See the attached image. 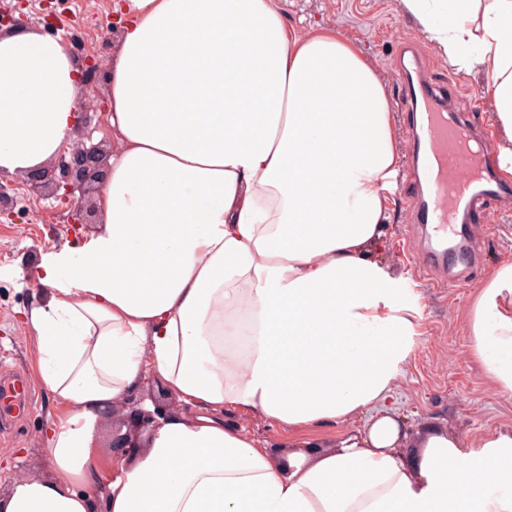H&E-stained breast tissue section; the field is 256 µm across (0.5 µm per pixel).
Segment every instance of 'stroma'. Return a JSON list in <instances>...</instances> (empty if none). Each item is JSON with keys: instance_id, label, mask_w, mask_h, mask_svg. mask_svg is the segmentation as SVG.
Here are the masks:
<instances>
[{"instance_id": "1", "label": "stroma", "mask_w": 512, "mask_h": 512, "mask_svg": "<svg viewBox=\"0 0 512 512\" xmlns=\"http://www.w3.org/2000/svg\"><path fill=\"white\" fill-rule=\"evenodd\" d=\"M114 0H0L27 26L62 39L71 50L88 55H110L116 38ZM286 25L310 33L325 28L355 43L374 65L389 97L400 93L396 72L398 52L409 45L423 55L429 77L451 90L458 111L481 124L494 118V101L485 75L478 70L456 72L417 26L402 0H277ZM15 205L10 215H0V351H8L13 365L38 377L36 341L23 320L34 303L39 286L32 272L41 255L63 245L77 246L94 232V225L74 228L64 206L53 199L30 195L21 175L8 177ZM385 234L375 259L391 276L407 280L405 258L399 253L406 243L413 214L405 190L392 192L387 201ZM486 220L496 228L484 245V263L471 270L462 288H435L422 278L409 298L416 305L417 344L396 382V408L409 431L437 423L461 436L485 432H512V402L492 394L484 371L468 355L466 311L469 300L492 269L512 261V217L489 210ZM56 405L45 386L26 414L13 423V436L0 443V490L21 475H45L51 465L42 438L56 414ZM227 425L242 429L273 458L288 450L292 435L286 428L237 411L224 414Z\"/></svg>"}]
</instances>
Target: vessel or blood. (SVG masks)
<instances>
[{
  "label": "vessel or blood",
  "instance_id": "b4317fda",
  "mask_svg": "<svg viewBox=\"0 0 512 512\" xmlns=\"http://www.w3.org/2000/svg\"><path fill=\"white\" fill-rule=\"evenodd\" d=\"M397 65L413 107L405 182L414 188L416 223L430 226L436 241L428 253L409 255L408 260L416 273H433L436 287H461L467 274L449 273L446 243L459 239L472 263H479V241L492 231L484 216L493 207L512 210V179L501 172L493 134L455 112L446 96L429 84L425 58L415 54ZM6 368L0 357V408L18 415L31 403L34 386Z\"/></svg>",
  "mask_w": 512,
  "mask_h": 512
}]
</instances>
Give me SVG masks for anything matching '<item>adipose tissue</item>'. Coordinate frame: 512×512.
I'll list each match as a JSON object with an SVG mask.
<instances>
[{
    "mask_svg": "<svg viewBox=\"0 0 512 512\" xmlns=\"http://www.w3.org/2000/svg\"><path fill=\"white\" fill-rule=\"evenodd\" d=\"M460 71L488 78L512 173V0H403ZM114 142L81 247L43 256L26 313L57 413L48 475L0 512H512V433L425 428L410 465L387 402L416 308L374 259L400 155L384 84L353 42L286 27L274 0H116ZM80 73L33 28L0 34V170L72 141ZM469 352L512 399V262L473 294ZM154 376L185 410L113 460L99 432ZM300 433L288 467L224 424ZM363 432L343 424L361 413ZM336 429L307 456L309 436Z\"/></svg>",
    "mask_w": 512,
    "mask_h": 512,
    "instance_id": "adipose-tissue-1",
    "label": "adipose tissue"
}]
</instances>
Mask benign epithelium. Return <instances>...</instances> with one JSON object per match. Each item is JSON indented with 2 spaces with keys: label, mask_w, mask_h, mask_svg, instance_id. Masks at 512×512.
<instances>
[{
  "label": "benign epithelium",
  "mask_w": 512,
  "mask_h": 512,
  "mask_svg": "<svg viewBox=\"0 0 512 512\" xmlns=\"http://www.w3.org/2000/svg\"><path fill=\"white\" fill-rule=\"evenodd\" d=\"M83 77L81 83V96L84 100L96 99L95 86L99 81L101 71L105 66V58L86 55L81 58ZM107 154L95 145H86L81 131H75L72 146L60 154L57 165L51 168H34L28 171L25 185L30 193L41 199L52 196L63 203L70 205L75 218L74 223L86 224L88 220L84 213L88 212V205L83 198L75 197V192L81 188L83 182L101 172L105 165ZM154 410L149 411L142 407L133 414L119 420L118 427L126 428L125 433L112 435V447L134 448L139 445L143 432L157 422V418L166 415L173 409V397L160 394L153 398Z\"/></svg>",
  "instance_id": "obj_1"
}]
</instances>
